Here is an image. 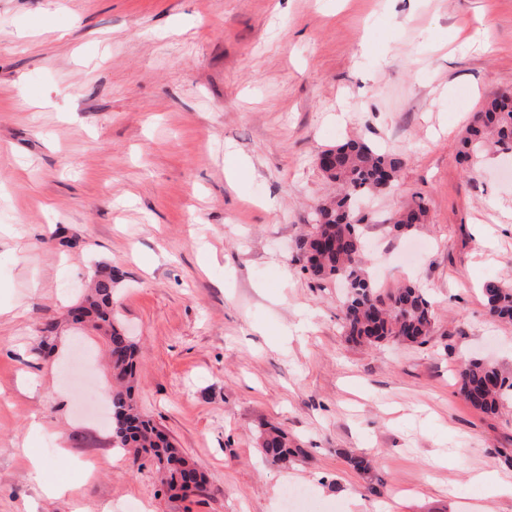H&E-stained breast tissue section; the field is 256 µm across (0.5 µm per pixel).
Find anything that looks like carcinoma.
<instances>
[{"instance_id":"1","label":"carcinoma","mask_w":512,"mask_h":512,"mask_svg":"<svg viewBox=\"0 0 512 512\" xmlns=\"http://www.w3.org/2000/svg\"><path fill=\"white\" fill-rule=\"evenodd\" d=\"M490 148L512 153V95L505 92L490 96L475 113L460 140L458 156L469 164ZM402 164L400 157L383 152L364 139L350 138L334 146L319 165L338 192L317 206L313 230L299 242L298 249L304 270L313 280L319 284L341 280L348 288L342 331L351 342L374 345L393 340L424 344L434 331L432 304L420 288L404 284L383 295L362 267L364 241L361 219L357 218L358 202L366 194L390 191ZM426 216L425 205L415 201L396 212L389 222L395 231L407 233L425 223ZM115 283L112 266L98 264L90 292L77 305L80 322L89 324L105 338L111 361L112 447L134 461L141 454L148 455L171 490L186 495L193 486L201 491L206 485L203 474L140 411L136 399L139 348L114 317ZM482 293L489 315L512 323V287L488 280ZM459 390L471 407L495 414L512 396V377L481 360H473L460 373ZM257 432L260 451L271 464L286 466L304 456L281 428L261 422Z\"/></svg>"}]
</instances>
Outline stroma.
Listing matches in <instances>:
<instances>
[{
	"label": "stroma",
	"instance_id": "35a3bbf8",
	"mask_svg": "<svg viewBox=\"0 0 512 512\" xmlns=\"http://www.w3.org/2000/svg\"><path fill=\"white\" fill-rule=\"evenodd\" d=\"M495 91L512 0H0V512H512L470 482L512 483V400L458 393L472 359L512 376L481 294L512 285V156L457 157ZM355 136L403 159L359 214L377 287L431 301L426 344L346 341L344 284L303 268L317 157ZM101 262L140 409L204 492L112 447L106 347L68 315ZM261 421L305 460L266 461ZM427 216V208L422 202L414 201L403 210L397 211L389 222L395 231L407 233L417 224H424Z\"/></svg>",
	"mask_w": 512,
	"mask_h": 512
}]
</instances>
